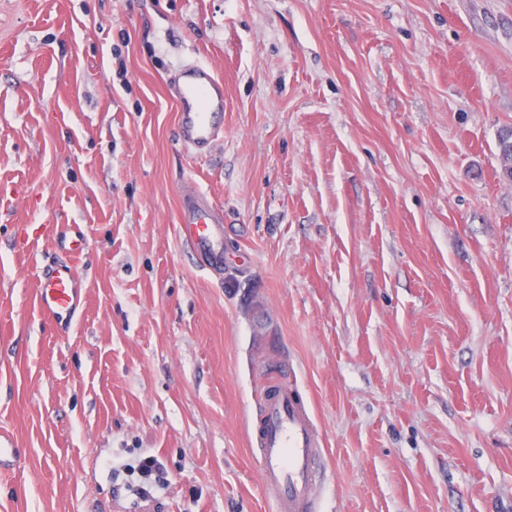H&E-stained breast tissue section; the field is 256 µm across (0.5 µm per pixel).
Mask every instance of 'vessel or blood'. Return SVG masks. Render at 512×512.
Instances as JSON below:
<instances>
[{
	"label": "vessel or blood",
	"mask_w": 512,
	"mask_h": 512,
	"mask_svg": "<svg viewBox=\"0 0 512 512\" xmlns=\"http://www.w3.org/2000/svg\"><path fill=\"white\" fill-rule=\"evenodd\" d=\"M170 94L177 106L183 146L204 148L222 136L219 120L224 114V83L208 65H184L170 85ZM176 231L198 266L210 276H221L224 218L202 190L183 192ZM83 249L82 231L73 229L68 258L43 267L38 275L40 313L61 327L71 326L84 299V281L72 261ZM254 436L261 482L274 503V512H313L321 481L316 456L323 441L302 397L286 387L267 396Z\"/></svg>",
	"instance_id": "1"
}]
</instances>
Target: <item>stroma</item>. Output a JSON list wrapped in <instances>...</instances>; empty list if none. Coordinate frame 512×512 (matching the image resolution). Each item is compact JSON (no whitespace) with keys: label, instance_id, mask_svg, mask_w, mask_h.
I'll return each instance as SVG.
<instances>
[{"label":"stroma","instance_id":"stroma-1","mask_svg":"<svg viewBox=\"0 0 512 512\" xmlns=\"http://www.w3.org/2000/svg\"><path fill=\"white\" fill-rule=\"evenodd\" d=\"M191 62L224 82L203 150L168 93ZM505 126L512 0H0V512H124L112 466L147 455L157 512H273L250 436L288 384L317 512H512ZM191 187L219 280L175 232ZM46 224L84 233L67 329ZM176 231L203 271L213 277L223 274L224 218L202 190L183 192ZM68 258L42 268L38 274V306L41 315L61 327L71 326L84 299V281L71 257L84 250V237L79 226H73L68 238ZM118 467L122 468L123 470H126L128 472H135L136 470L139 471L141 474H143L146 477H152L154 476V482L156 487L163 489L166 487V477L164 476V470L162 463L159 461V459L155 456L149 455L143 458H140L136 465L132 464H122L118 465L117 467H114V464L112 466V470L118 471Z\"/></svg>","mask_w":512,"mask_h":512}]
</instances>
